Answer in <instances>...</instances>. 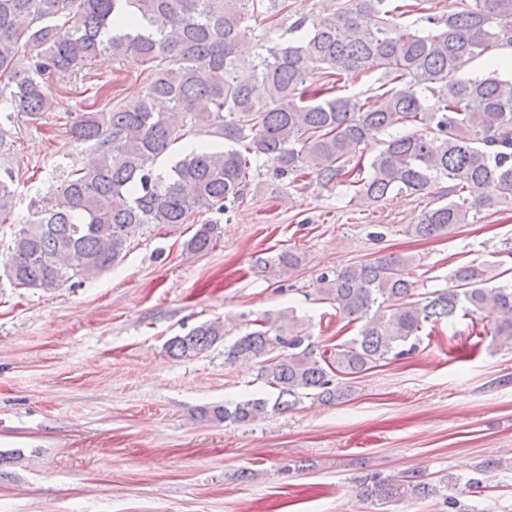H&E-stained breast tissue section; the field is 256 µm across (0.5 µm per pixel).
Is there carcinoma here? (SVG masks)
Segmentation results:
<instances>
[{"label": "carcinoma", "mask_w": 512, "mask_h": 512, "mask_svg": "<svg viewBox=\"0 0 512 512\" xmlns=\"http://www.w3.org/2000/svg\"><path fill=\"white\" fill-rule=\"evenodd\" d=\"M428 0H347L331 14L291 20L288 0H0V115L53 112L52 86L101 55L136 58L150 71L120 99L98 86L90 111L67 129L80 148L57 193L31 205L8 247L6 274L20 288L56 290L107 271L145 224L176 226L239 205L260 168L293 186L345 185L356 205L373 208L389 193L435 201L404 228L419 240L454 232L470 218L512 203V78L465 66L512 46V0H456L441 15ZM327 82L309 89V69ZM371 76L359 94L343 76ZM370 159L361 146L398 127ZM190 133L209 137L184 148ZM13 144L0 123V226L14 223ZM218 225L203 220L186 251L211 250ZM303 262L288 247L255 256L286 276ZM414 259L397 253L324 273L315 292L357 333L325 355L293 311L267 312L224 346V360L254 359L257 378L277 397L204 407L200 418L249 424L294 408L301 398L332 403L342 378L416 352L425 326L458 316L482 322L494 347L512 349V280L483 263L453 270L448 288L417 292ZM224 324L204 322L175 336V359L224 340ZM366 498L425 499L440 486L413 471L367 476Z\"/></svg>", "instance_id": "obj_1"}]
</instances>
